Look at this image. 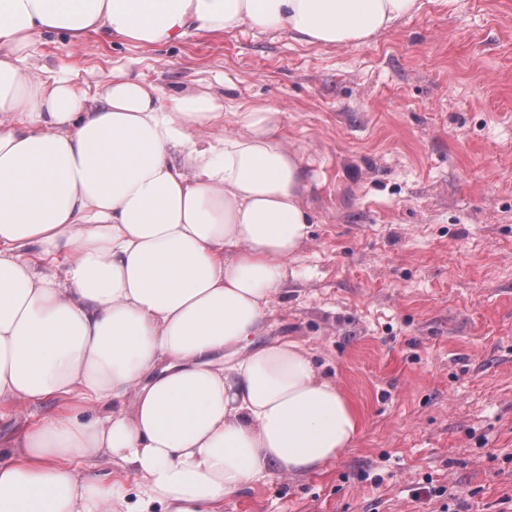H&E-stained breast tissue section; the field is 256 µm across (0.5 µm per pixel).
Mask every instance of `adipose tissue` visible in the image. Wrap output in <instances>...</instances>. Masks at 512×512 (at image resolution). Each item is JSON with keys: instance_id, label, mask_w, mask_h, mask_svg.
I'll return each instance as SVG.
<instances>
[{"instance_id": "ef3b65f1", "label": "adipose tissue", "mask_w": 512, "mask_h": 512, "mask_svg": "<svg viewBox=\"0 0 512 512\" xmlns=\"http://www.w3.org/2000/svg\"><path fill=\"white\" fill-rule=\"evenodd\" d=\"M419 0H0V401H60L0 440V512H224L322 469L360 420L294 341L259 343L310 238L277 110L171 94L123 67L96 95L23 66L50 34L146 48L282 31L360 44ZM132 400L124 411V400ZM108 457L138 481L91 469Z\"/></svg>"}]
</instances>
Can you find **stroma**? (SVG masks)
I'll list each match as a JSON object with an SVG mask.
<instances>
[{"label": "stroma", "instance_id": "1", "mask_svg": "<svg viewBox=\"0 0 512 512\" xmlns=\"http://www.w3.org/2000/svg\"><path fill=\"white\" fill-rule=\"evenodd\" d=\"M96 95L117 65L282 114L312 225L264 340L309 349L360 419L323 469L224 512H512V0H422L365 43L241 29L157 50L38 44ZM0 405V438L55 412Z\"/></svg>", "mask_w": 512, "mask_h": 512}]
</instances>
